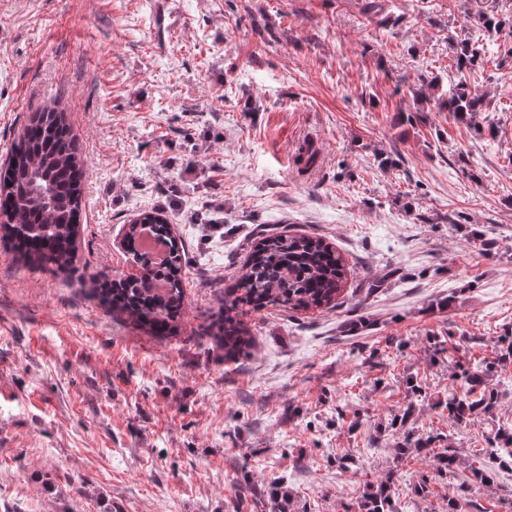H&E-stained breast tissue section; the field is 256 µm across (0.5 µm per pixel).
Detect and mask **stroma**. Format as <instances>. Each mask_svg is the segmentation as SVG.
I'll return each instance as SVG.
<instances>
[{
  "instance_id": "obj_1",
  "label": "stroma",
  "mask_w": 512,
  "mask_h": 512,
  "mask_svg": "<svg viewBox=\"0 0 512 512\" xmlns=\"http://www.w3.org/2000/svg\"><path fill=\"white\" fill-rule=\"evenodd\" d=\"M366 2L0 0V162L54 100L87 167L68 275L0 245V512H358L386 478L408 512H447L512 420V362L487 376L494 418L435 406L512 325V35L468 22L512 23V0ZM466 37L486 53L461 69ZM461 81L484 101L470 121L439 105ZM154 209L187 258L163 334L82 284L130 273L124 235ZM263 231L330 242L342 302L249 315L250 352L228 361L204 329ZM448 333L459 349L434 350ZM409 404L463 461L425 494L433 456L397 458L388 428ZM278 477L286 503L239 500ZM461 512H512V474L471 483Z\"/></svg>"
}]
</instances>
